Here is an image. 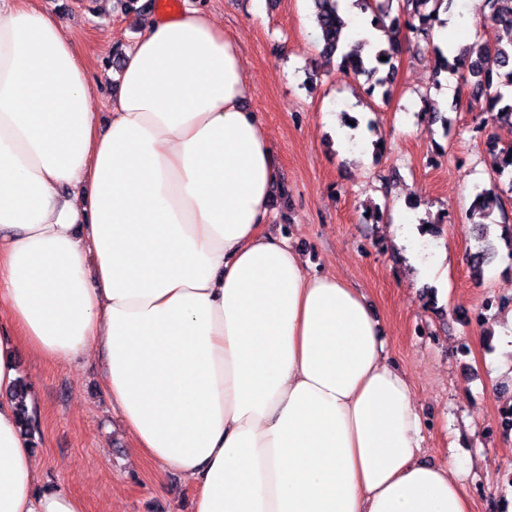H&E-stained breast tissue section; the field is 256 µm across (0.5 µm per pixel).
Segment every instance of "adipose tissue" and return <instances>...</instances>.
I'll return each mask as SVG.
<instances>
[{
  "mask_svg": "<svg viewBox=\"0 0 512 512\" xmlns=\"http://www.w3.org/2000/svg\"><path fill=\"white\" fill-rule=\"evenodd\" d=\"M38 0H0V512H85L44 487L7 397L18 356L98 357L105 390L194 512H472L470 461H425L423 419L363 296L264 234L280 183L240 45L212 13L123 48L108 123ZM390 231L425 280L406 208Z\"/></svg>",
  "mask_w": 512,
  "mask_h": 512,
  "instance_id": "ef3b65f1",
  "label": "adipose tissue"
}]
</instances>
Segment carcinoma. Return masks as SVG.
<instances>
[{
    "label": "carcinoma",
    "instance_id": "obj_1",
    "mask_svg": "<svg viewBox=\"0 0 512 512\" xmlns=\"http://www.w3.org/2000/svg\"><path fill=\"white\" fill-rule=\"evenodd\" d=\"M315 16L319 24V55L326 62L336 64L339 71L356 78H365L368 93L382 90L387 96L386 86L393 83L398 71L397 62L401 58V44L388 41V47L377 50L373 56H362L363 44L356 50L342 52L341 40L348 23L340 12V0H312ZM454 0H353V6L371 16L373 27L398 31L405 27L416 39L430 42L437 28L446 26L440 13H447ZM483 17L495 29L512 31V0H483ZM397 6V14H392V6ZM438 63L435 74L448 70L458 73L461 83L468 86L475 99L485 98L482 112L487 118L480 122L483 130L490 123L512 124V97L505 89L512 90V34L504 40L500 37L489 41L476 34L472 43L458 51L453 60H448L441 48H436ZM387 60H381V57ZM489 152L495 154L496 177L508 180L512 191V145L499 147L487 139ZM500 183L493 182L487 187H475V203L471 204L469 217L473 220L476 232L477 250L469 254L472 273L479 277L483 267L494 255V247L489 239L493 211L501 207Z\"/></svg>",
    "mask_w": 512,
    "mask_h": 512
}]
</instances>
